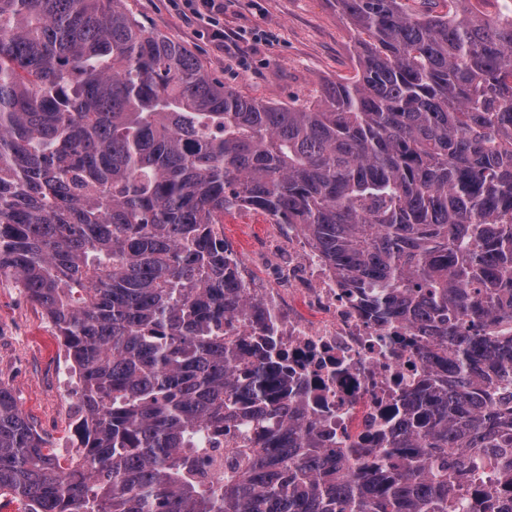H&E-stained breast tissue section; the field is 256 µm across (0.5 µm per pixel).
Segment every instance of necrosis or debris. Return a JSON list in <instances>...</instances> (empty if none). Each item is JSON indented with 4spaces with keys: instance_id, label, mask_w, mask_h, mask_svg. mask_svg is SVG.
<instances>
[{
    "instance_id": "1",
    "label": "necrosis or debris",
    "mask_w": 512,
    "mask_h": 512,
    "mask_svg": "<svg viewBox=\"0 0 512 512\" xmlns=\"http://www.w3.org/2000/svg\"><path fill=\"white\" fill-rule=\"evenodd\" d=\"M263 221L272 230L250 257L224 244L249 304L263 316L236 321L225 335L274 338L326 447H391L411 403L444 376L442 346L419 329L367 319L300 225L268 215Z\"/></svg>"
}]
</instances>
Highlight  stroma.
<instances>
[{"mask_svg": "<svg viewBox=\"0 0 512 512\" xmlns=\"http://www.w3.org/2000/svg\"><path fill=\"white\" fill-rule=\"evenodd\" d=\"M146 27L187 47L206 71L241 95L290 105L320 97L352 75L356 33L336 0H224V29L240 33L218 44L205 25L184 15L182 0H126ZM0 385L46 439L74 455L77 396L60 384L66 360L61 337L45 311L10 277L0 278Z\"/></svg>", "mask_w": 512, "mask_h": 512, "instance_id": "1", "label": "stroma"}]
</instances>
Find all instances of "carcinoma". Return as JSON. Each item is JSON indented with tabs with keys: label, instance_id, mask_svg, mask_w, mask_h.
<instances>
[{
	"label": "carcinoma",
	"instance_id": "1",
	"mask_svg": "<svg viewBox=\"0 0 512 512\" xmlns=\"http://www.w3.org/2000/svg\"><path fill=\"white\" fill-rule=\"evenodd\" d=\"M336 0L357 74L318 105L245 97L124 0H0V277L63 337L80 446L67 465L0 386V494L25 512H451L446 448H481L512 496V13ZM300 224L377 321L450 346L398 442L320 448L272 351L255 375L224 324L248 305L224 213ZM262 431L224 482V422ZM256 437L255 430L249 424H240L236 427L235 433L230 434V436H224V443L220 445L218 448H208L207 456L209 458L208 464L205 466L207 481L210 484H216L224 481V468L226 465L227 459V449L235 448V444L230 445L227 443V439H232V441H244V440H254ZM233 446V447H232Z\"/></svg>",
	"mask_w": 512,
	"mask_h": 512
}]
</instances>
